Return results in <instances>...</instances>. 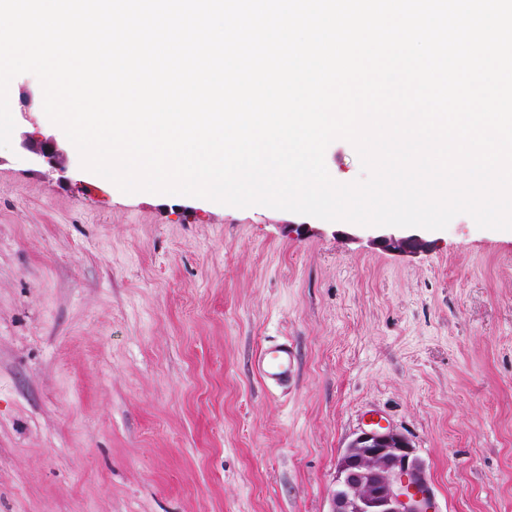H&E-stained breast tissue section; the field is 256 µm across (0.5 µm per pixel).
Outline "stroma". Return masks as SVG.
<instances>
[{
  "instance_id": "stroma-1",
  "label": "stroma",
  "mask_w": 512,
  "mask_h": 512,
  "mask_svg": "<svg viewBox=\"0 0 512 512\" xmlns=\"http://www.w3.org/2000/svg\"><path fill=\"white\" fill-rule=\"evenodd\" d=\"M0 148V512H329L381 424L435 512H512V233L149 197L82 168L30 73ZM50 139L31 162L26 136ZM288 342L287 385L259 350Z\"/></svg>"
}]
</instances>
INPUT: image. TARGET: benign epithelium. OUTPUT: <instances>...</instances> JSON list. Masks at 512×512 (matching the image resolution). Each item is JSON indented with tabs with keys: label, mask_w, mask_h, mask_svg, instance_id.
<instances>
[{
	"label": "benign epithelium",
	"mask_w": 512,
	"mask_h": 512,
	"mask_svg": "<svg viewBox=\"0 0 512 512\" xmlns=\"http://www.w3.org/2000/svg\"><path fill=\"white\" fill-rule=\"evenodd\" d=\"M34 162L55 158L47 142L25 141ZM330 512H432L424 462L390 428L365 429L344 449L330 490Z\"/></svg>",
	"instance_id": "1"
}]
</instances>
